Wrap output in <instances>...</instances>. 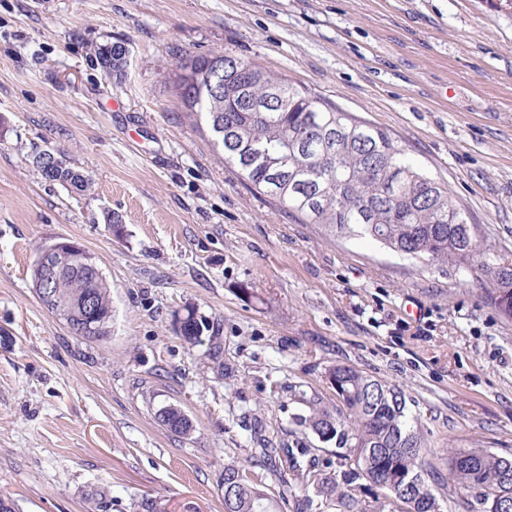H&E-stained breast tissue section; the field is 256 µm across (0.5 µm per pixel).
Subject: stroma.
I'll list each match as a JSON object with an SVG mask.
<instances>
[{"instance_id": "obj_1", "label": "stroma", "mask_w": 512, "mask_h": 512, "mask_svg": "<svg viewBox=\"0 0 512 512\" xmlns=\"http://www.w3.org/2000/svg\"><path fill=\"white\" fill-rule=\"evenodd\" d=\"M116 41L128 65L110 76L90 50ZM218 52L387 128L512 254V8L497 0H0V494L17 512H224L225 465H250L256 425L291 442L299 393L326 392L336 364L403 387L437 469L452 448L512 455V320L469 272L326 237L253 192L174 87L179 60ZM46 146L91 191L38 178ZM53 239L111 284L106 341L37 298ZM169 404L191 435L157 423ZM44 150L45 149H36L30 155V163L40 179H43L46 183L52 185H60L68 191H73L76 193H85L92 188V178L85 172L78 170L74 165H72L66 156L61 152L59 153L62 155L66 163L65 169L60 171L56 176H49L46 171L37 163V157ZM180 338L187 344L193 346L200 342L201 328L203 324L198 319L197 313L193 309H185V312L178 315Z\"/></svg>"}]
</instances>
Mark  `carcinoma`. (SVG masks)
I'll return each mask as SVG.
<instances>
[{
	"instance_id": "carcinoma-1",
	"label": "carcinoma",
	"mask_w": 512,
	"mask_h": 512,
	"mask_svg": "<svg viewBox=\"0 0 512 512\" xmlns=\"http://www.w3.org/2000/svg\"><path fill=\"white\" fill-rule=\"evenodd\" d=\"M107 75L122 74L127 61L109 44L91 48ZM236 64L212 72L209 85L190 76L208 64L200 55L180 63L178 97L186 114L207 128L224 127L229 141L217 143L224 162L234 165L258 194L270 197L303 224H315L334 238H368L407 259L472 273L476 291L500 316L512 319V258L495 252L468 223L448 183L414 166L391 133L353 116L265 66ZM30 155L37 176L52 185L85 193L92 178L71 162L55 176ZM93 298L94 329L83 337L105 341L112 324V296L98 268L65 274L39 297L68 328ZM180 338L200 342L203 324L193 309L178 316ZM330 393L305 399L295 418L301 437L283 448H256L263 460L280 462L278 497L300 512H442L441 491L453 489L472 512H512V457L486 448L448 449L443 474L426 460L421 423L408 414L402 387L336 364ZM157 422L187 436L193 424L181 409L166 405ZM336 446L335 459L320 458L308 433ZM366 481L382 491L371 500L356 494ZM224 512H271L273 496L263 476L224 466Z\"/></svg>"
}]
</instances>
